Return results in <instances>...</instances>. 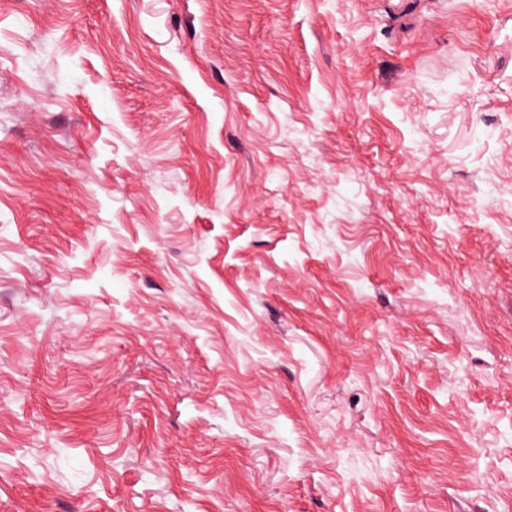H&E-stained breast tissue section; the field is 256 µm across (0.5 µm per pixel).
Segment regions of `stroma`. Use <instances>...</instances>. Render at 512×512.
<instances>
[{
  "label": "stroma",
  "instance_id": "1",
  "mask_svg": "<svg viewBox=\"0 0 512 512\" xmlns=\"http://www.w3.org/2000/svg\"><path fill=\"white\" fill-rule=\"evenodd\" d=\"M0 512H512V0H0Z\"/></svg>",
  "mask_w": 512,
  "mask_h": 512
}]
</instances>
